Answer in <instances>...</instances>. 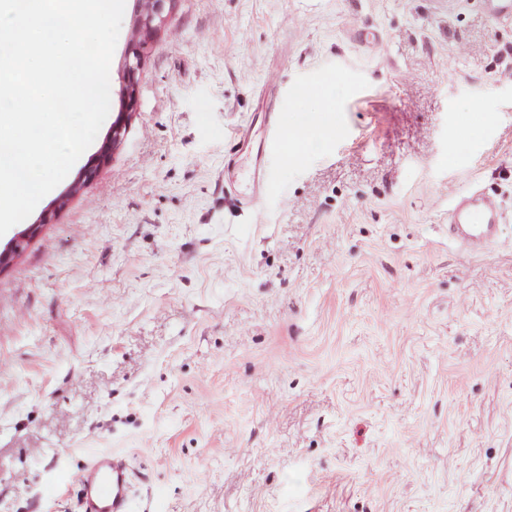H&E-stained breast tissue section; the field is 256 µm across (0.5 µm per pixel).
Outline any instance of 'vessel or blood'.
Returning <instances> with one entry per match:
<instances>
[{"label": "vessel or blood", "mask_w": 512, "mask_h": 512, "mask_svg": "<svg viewBox=\"0 0 512 512\" xmlns=\"http://www.w3.org/2000/svg\"><path fill=\"white\" fill-rule=\"evenodd\" d=\"M503 214L497 201L479 191L455 199L448 209V234L459 246V258H469L496 241ZM81 490L82 512H131L128 465L124 457L102 453L86 467Z\"/></svg>", "instance_id": "b4317fda"}]
</instances>
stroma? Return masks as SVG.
<instances>
[{"instance_id": "35a3bbf8", "label": "stroma", "mask_w": 512, "mask_h": 512, "mask_svg": "<svg viewBox=\"0 0 512 512\" xmlns=\"http://www.w3.org/2000/svg\"><path fill=\"white\" fill-rule=\"evenodd\" d=\"M507 67L481 0H173L122 143L0 271V512H77L98 453L134 512H512ZM474 188L503 220L462 261ZM337 83L328 81L324 86L314 89H300L298 96L302 99L318 98L323 100L322 112H335ZM320 138L302 121L287 126V140L291 148V158L297 160L307 151L320 145ZM503 218L497 201L479 191L455 199L448 208V235L458 244V257L467 259L496 242V224Z\"/></svg>"}]
</instances>
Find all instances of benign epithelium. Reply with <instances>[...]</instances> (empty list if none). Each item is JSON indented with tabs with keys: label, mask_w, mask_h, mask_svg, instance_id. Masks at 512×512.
<instances>
[{
	"label": "benign epithelium",
	"mask_w": 512,
	"mask_h": 512,
	"mask_svg": "<svg viewBox=\"0 0 512 512\" xmlns=\"http://www.w3.org/2000/svg\"><path fill=\"white\" fill-rule=\"evenodd\" d=\"M137 6L133 17L132 37L126 50V59L123 72V85L119 91L122 108L112 123L110 134L103 142L95 160L83 170V181L73 184L70 194H75L82 186V182L91 180L100 165L109 160L111 153L123 139L130 116L136 103L137 75L140 70L144 49L154 37L160 24L164 21L163 14L169 0H136ZM52 214L47 213L36 224L28 225L19 232L8 247L0 249V270L10 264L12 259L35 237L39 229L50 222Z\"/></svg>",
	"instance_id": "7a95c632"
}]
</instances>
